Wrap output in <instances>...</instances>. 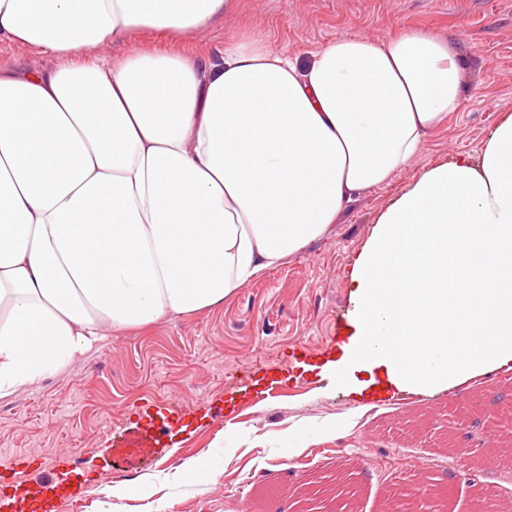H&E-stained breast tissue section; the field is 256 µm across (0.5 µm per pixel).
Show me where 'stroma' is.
<instances>
[{"mask_svg":"<svg viewBox=\"0 0 512 512\" xmlns=\"http://www.w3.org/2000/svg\"><path fill=\"white\" fill-rule=\"evenodd\" d=\"M413 29L443 36L462 54L459 111L450 113L404 169L345 205L335 224L304 250L244 284L213 309L166 317L94 343L38 388L0 401V500L22 480L14 455L34 477L79 478L87 494L54 512H296L303 483L341 478L357 487L356 512H381L403 490L425 499L448 491V512H472L476 488L512 498V439L497 426L479 466L449 460L455 427L484 397L483 417L512 405V372L487 374L412 402L395 397L361 410L360 400L324 385L322 363L346 338L356 308L350 280L379 216L425 171L457 155L479 159L495 126L512 113V0H238L197 36L176 40L141 28L113 43V56L137 43L190 58L216 54L232 37L268 38L306 56L341 35L372 38ZM48 49L0 40V68L58 64ZM291 367L294 387L276 399L244 397L256 374ZM179 418L173 452L152 438L151 422ZM357 417L350 429L340 422ZM338 423L322 440L289 455L284 430ZM232 432L240 443L204 483L176 480L192 458ZM153 483L146 501L105 498L103 484Z\"/></svg>","mask_w":512,"mask_h":512,"instance_id":"1","label":"stroma"}]
</instances>
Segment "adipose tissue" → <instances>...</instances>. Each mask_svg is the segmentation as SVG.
<instances>
[{"label":"adipose tissue","instance_id":"adipose-tissue-1","mask_svg":"<svg viewBox=\"0 0 512 512\" xmlns=\"http://www.w3.org/2000/svg\"><path fill=\"white\" fill-rule=\"evenodd\" d=\"M235 0H0V401L107 333L210 310L406 167L460 105L457 46L342 35L308 63L243 36L217 57L112 42L191 36ZM359 313L325 368L357 398L512 371V115L479 163L414 181L377 221ZM60 63L57 55L46 48L37 49L21 42L0 40V68L39 66L50 68Z\"/></svg>","mask_w":512,"mask_h":512}]
</instances>
